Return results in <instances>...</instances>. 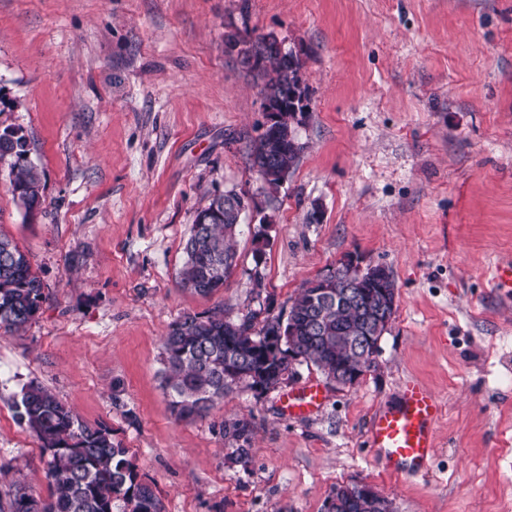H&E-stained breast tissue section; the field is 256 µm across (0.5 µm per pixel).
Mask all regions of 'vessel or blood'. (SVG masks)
<instances>
[{
  "mask_svg": "<svg viewBox=\"0 0 512 512\" xmlns=\"http://www.w3.org/2000/svg\"><path fill=\"white\" fill-rule=\"evenodd\" d=\"M322 404V392L315 384L290 391L282 399V408L289 414H311ZM441 411L438 396L415 381H405L397 402L380 407L372 415L369 445L374 459L399 475H426L434 458Z\"/></svg>",
  "mask_w": 512,
  "mask_h": 512,
  "instance_id": "vessel-or-blood-1",
  "label": "vessel or blood"
}]
</instances>
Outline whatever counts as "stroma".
Instances as JSON below:
<instances>
[{"label":"stroma","mask_w":512,"mask_h":512,"mask_svg":"<svg viewBox=\"0 0 512 512\" xmlns=\"http://www.w3.org/2000/svg\"><path fill=\"white\" fill-rule=\"evenodd\" d=\"M295 50L310 116L278 192L248 148L259 80L224 53L228 26ZM22 129L42 177L29 215L0 164V234L42 280L20 333L0 332V493L47 497V457L12 404L35 381L101 424L163 512H323L365 482L395 512H512V0H0V129ZM258 193L224 288H178L183 243L211 195ZM347 255L383 265L396 313L351 387L306 362L176 420L163 338L186 313L287 315ZM261 277L262 289L252 286ZM415 379L441 398L436 455L397 475L367 447L373 412ZM319 384L322 407L285 393ZM253 424L248 462L224 425ZM323 395L318 385L308 384L283 396L282 408L287 414H312L323 404Z\"/></svg>","instance_id":"obj_1"}]
</instances>
